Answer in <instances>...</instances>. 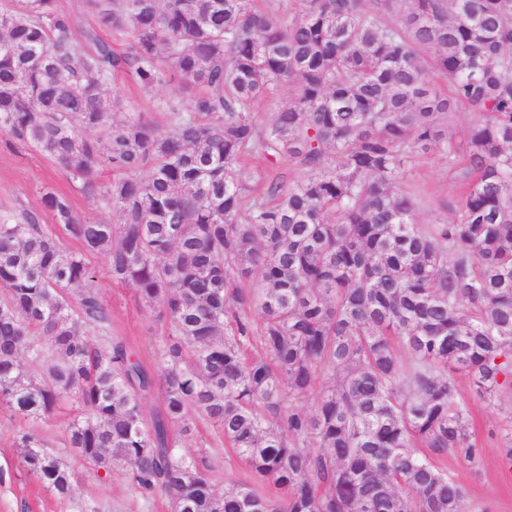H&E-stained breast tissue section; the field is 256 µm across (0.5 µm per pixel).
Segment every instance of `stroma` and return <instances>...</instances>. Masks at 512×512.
Here are the masks:
<instances>
[{"mask_svg": "<svg viewBox=\"0 0 512 512\" xmlns=\"http://www.w3.org/2000/svg\"><path fill=\"white\" fill-rule=\"evenodd\" d=\"M113 89L129 102L133 111L158 122L163 116L155 110L156 101L182 92L179 84L172 82L147 94L124 75L115 78ZM397 186L419 198L414 216L416 223L444 224L451 220L450 204L457 199L459 189L439 152L416 153L405 165ZM46 187L67 194L79 218L107 224L120 221L112 209L86 200L57 163L32 152L10 150L0 141V209L39 205L40 193ZM89 265L96 286L112 309L113 335L124 338L142 360H149L162 336L161 329L139 302L134 288L112 281L104 257H90ZM459 391L471 400L473 432L481 456L477 462L470 463L451 455L443 458L441 465L464 487L467 512H512V470L504 467L502 448L494 436L512 416V407L472 397L469 383L464 379L459 382ZM74 416V409L65 405L39 424L49 439L50 451L62 456L77 476L71 498L61 501L20 468L14 437L24 422L8 409L0 408V512H90L94 507L100 512H168L164 500L145 502L125 490L123 479L117 473L108 479H99L90 466L67 451L65 430ZM203 443L217 456L213 476L216 487L242 478V463L233 449L220 443L214 427L205 426L200 435L183 438L181 446L185 453L193 454Z\"/></svg>", "mask_w": 512, "mask_h": 512, "instance_id": "stroma-1", "label": "stroma"}]
</instances>
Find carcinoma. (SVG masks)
I'll use <instances>...</instances> for the list:
<instances>
[{
    "label": "carcinoma",
    "mask_w": 512,
    "mask_h": 512,
    "mask_svg": "<svg viewBox=\"0 0 512 512\" xmlns=\"http://www.w3.org/2000/svg\"><path fill=\"white\" fill-rule=\"evenodd\" d=\"M83 10L127 48L80 30ZM119 74L192 98L160 100V126ZM458 109L482 117L463 147L440 123ZM0 134L120 216L80 220L48 188L0 210V405L43 421L71 402L67 447L169 512H466L438 466L481 454L459 378L512 402V0H0ZM431 149L461 194L420 225L395 186ZM90 253L163 330L154 370L112 335ZM201 422L250 480L218 492L210 453H181ZM16 446L71 496L39 428Z\"/></svg>",
    "instance_id": "cac0c4a2"
}]
</instances>
